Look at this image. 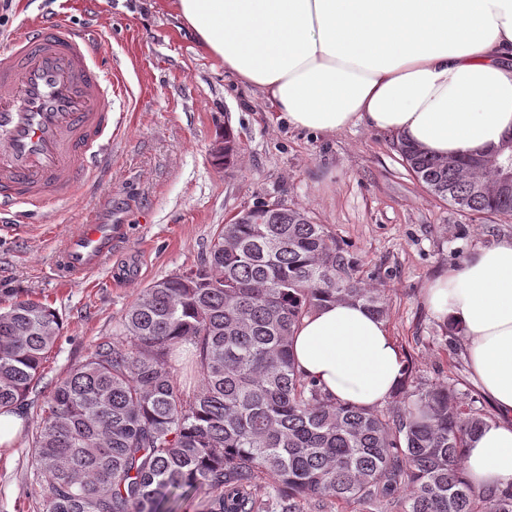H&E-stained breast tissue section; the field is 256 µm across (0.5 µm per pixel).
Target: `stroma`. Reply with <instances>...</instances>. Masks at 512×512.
I'll return each mask as SVG.
<instances>
[{
    "mask_svg": "<svg viewBox=\"0 0 512 512\" xmlns=\"http://www.w3.org/2000/svg\"><path fill=\"white\" fill-rule=\"evenodd\" d=\"M46 12L89 34L103 62H119L112 109L123 129L110 165L49 213L0 214V307L39 300L63 322L24 429L0 446V512H42L32 440L56 381L113 340L143 288L203 264L219 226L260 202L307 211L344 245L360 278L382 290L386 327L414 383H447L494 418L472 380L464 335L449 334L426 290L473 250L512 239V219L434 195L408 171L394 135L361 124L333 135L288 126L258 89L202 50L167 0H12L0 49ZM228 132L238 158L215 164L211 149ZM93 219L122 225L112 257L87 280L62 281L56 249Z\"/></svg>",
    "mask_w": 512,
    "mask_h": 512,
    "instance_id": "1",
    "label": "stroma"
}]
</instances>
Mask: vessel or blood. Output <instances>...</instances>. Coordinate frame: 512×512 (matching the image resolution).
Masks as SVG:
<instances>
[{
    "label": "vessel or blood",
    "instance_id": "obj_1",
    "mask_svg": "<svg viewBox=\"0 0 512 512\" xmlns=\"http://www.w3.org/2000/svg\"><path fill=\"white\" fill-rule=\"evenodd\" d=\"M121 124L112 71L88 35L58 18L23 25L0 51V212L49 210L55 190L82 183ZM120 225H80L57 255L65 278L89 276L112 255Z\"/></svg>",
    "mask_w": 512,
    "mask_h": 512
}]
</instances>
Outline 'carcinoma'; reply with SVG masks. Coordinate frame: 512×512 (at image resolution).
<instances>
[{
    "mask_svg": "<svg viewBox=\"0 0 512 512\" xmlns=\"http://www.w3.org/2000/svg\"><path fill=\"white\" fill-rule=\"evenodd\" d=\"M434 194L473 214L512 216L492 168L399 143ZM238 157L224 131V158ZM328 301L387 317L384 295L307 212L268 204L220 226L205 264L144 289L116 340L70 367L40 406L33 439L44 512H318L335 501L391 512H512V482L475 490L463 468L485 423L448 385L399 386L391 413L333 400L297 368L302 319ZM62 329L48 304L0 309V414L27 408ZM197 381L179 392L177 363ZM271 480L264 486L262 481Z\"/></svg>",
    "mask_w": 512,
    "mask_h": 512,
    "instance_id": "obj_1",
    "label": "carcinoma"
}]
</instances>
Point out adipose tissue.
<instances>
[{
  "label": "adipose tissue",
  "instance_id": "adipose-tissue-1",
  "mask_svg": "<svg viewBox=\"0 0 512 512\" xmlns=\"http://www.w3.org/2000/svg\"><path fill=\"white\" fill-rule=\"evenodd\" d=\"M200 46L262 90L288 125L362 124L447 158L512 131V0H169ZM427 303L462 327L474 379L496 410L471 440L478 490L512 482V239L472 251ZM292 349L331 398L373 408L403 378L383 320L351 302L306 316Z\"/></svg>",
  "mask_w": 512,
  "mask_h": 512
}]
</instances>
